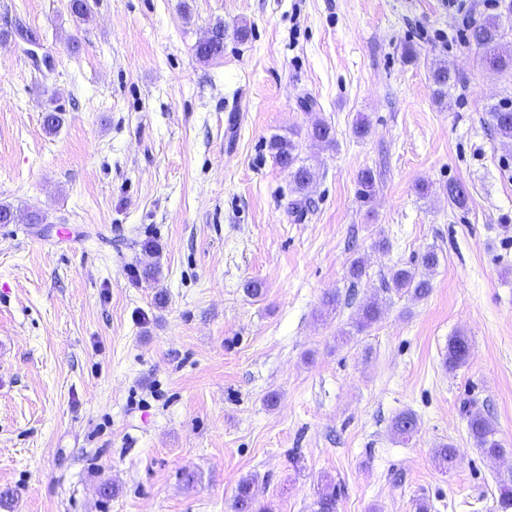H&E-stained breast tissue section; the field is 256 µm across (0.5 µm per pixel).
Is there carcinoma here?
<instances>
[{
	"label": "carcinoma",
	"mask_w": 512,
	"mask_h": 512,
	"mask_svg": "<svg viewBox=\"0 0 512 512\" xmlns=\"http://www.w3.org/2000/svg\"><path fill=\"white\" fill-rule=\"evenodd\" d=\"M67 8L79 23H87L92 18L89 0H69ZM469 41L481 51L489 68L500 75H512V0L502 5V12L477 20L470 27ZM196 54L203 61L217 59L224 54V25L213 26L207 38L199 42ZM437 97L443 99L448 89L456 81L448 66L439 64L432 70ZM485 123L494 130L502 141H512V99H502L486 109ZM270 150L276 163L288 171L297 193L305 196L315 180L313 167L299 158L297 143L290 138H275L270 142ZM358 193L363 199H370L375 192L373 172L364 170L358 180ZM468 192L464 185L448 186V204L455 207L466 206ZM439 264V257L433 250L421 254L417 263L410 267L391 270L388 290L397 295H409L414 299H423L430 294L431 275ZM382 314V302L372 298L358 309L352 327L363 332L378 322ZM470 344L465 336H454L448 342V367L451 369L464 365L469 357ZM417 427V417L412 412L398 414L392 422V431L398 441L404 443L413 436ZM468 432L482 453L499 456L503 448L496 439V423L480 412H468ZM436 457L444 468H453L458 461V450L451 444L436 450ZM254 482L244 479L239 482L232 500L233 512H265L257 505L253 492ZM336 485L327 482L318 492L316 512H336Z\"/></svg>",
	"instance_id": "cac0c4a2"
}]
</instances>
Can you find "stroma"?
<instances>
[{
	"instance_id": "obj_1",
	"label": "stroma",
	"mask_w": 512,
	"mask_h": 512,
	"mask_svg": "<svg viewBox=\"0 0 512 512\" xmlns=\"http://www.w3.org/2000/svg\"><path fill=\"white\" fill-rule=\"evenodd\" d=\"M89 4L80 25L67 0H0V30L53 60L0 41V203L46 217L0 224V512H231L245 478L270 512H315L329 480L337 512H494L512 483V146L483 117L512 77L445 0ZM219 22L224 55L201 61ZM439 62L458 77L443 101ZM276 136L316 172L299 212ZM429 249L428 297L385 292ZM373 297L381 320L349 334ZM470 409L504 456L477 449ZM470 344L466 336H453L448 342V367L451 369L463 366L469 357Z\"/></svg>"
}]
</instances>
